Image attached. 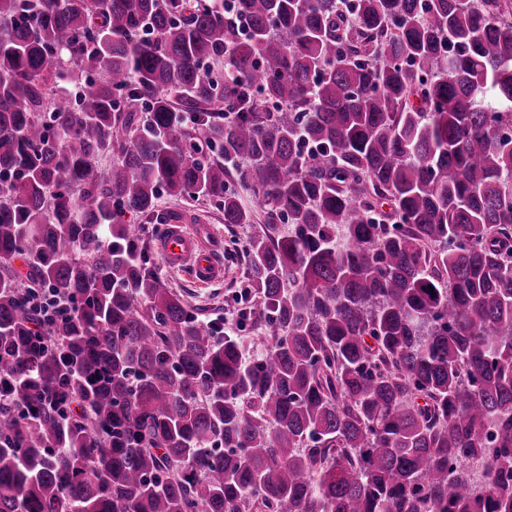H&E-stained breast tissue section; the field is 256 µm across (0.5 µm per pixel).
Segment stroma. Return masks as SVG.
I'll return each instance as SVG.
<instances>
[{
  "mask_svg": "<svg viewBox=\"0 0 512 512\" xmlns=\"http://www.w3.org/2000/svg\"><path fill=\"white\" fill-rule=\"evenodd\" d=\"M159 219L126 215L129 224H139L144 240L148 244L147 260L166 281L169 288L179 293L190 311L200 320L207 321L216 316H223L224 331L245 343H253L263 334L259 324L240 321L239 310L245 302L244 293L248 287V260L246 245L254 234L256 227L252 224L227 225L224 213L214 203L201 198H174L160 195L158 200ZM189 212L200 216L211 224L214 232L224 245V278L221 281L200 285L194 283L184 272L169 270L154 243L163 230L162 216H172Z\"/></svg>",
  "mask_w": 512,
  "mask_h": 512,
  "instance_id": "obj_1",
  "label": "stroma"
}]
</instances>
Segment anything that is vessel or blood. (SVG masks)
Returning <instances> with one entry per match:
<instances>
[{
	"label": "vessel or blood",
	"instance_id": "1",
	"mask_svg": "<svg viewBox=\"0 0 512 512\" xmlns=\"http://www.w3.org/2000/svg\"><path fill=\"white\" fill-rule=\"evenodd\" d=\"M156 249L165 265L173 270L189 271L200 284L224 275L222 245L210 225L177 215L170 218L156 241Z\"/></svg>",
	"mask_w": 512,
	"mask_h": 512
}]
</instances>
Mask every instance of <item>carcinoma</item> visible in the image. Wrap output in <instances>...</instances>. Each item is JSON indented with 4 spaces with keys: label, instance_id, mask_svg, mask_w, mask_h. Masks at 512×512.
Returning <instances> with one entry per match:
<instances>
[{
    "label": "carcinoma",
    "instance_id": "carcinoma-1",
    "mask_svg": "<svg viewBox=\"0 0 512 512\" xmlns=\"http://www.w3.org/2000/svg\"><path fill=\"white\" fill-rule=\"evenodd\" d=\"M511 117L512 0H0V512H512ZM234 183L258 356L124 223ZM21 289L22 294L27 299L28 306L38 309L39 323L36 328V334H46L51 319L67 317L74 312V303L65 296L53 294L46 290L43 291L40 288Z\"/></svg>",
    "mask_w": 512,
    "mask_h": 512
}]
</instances>
